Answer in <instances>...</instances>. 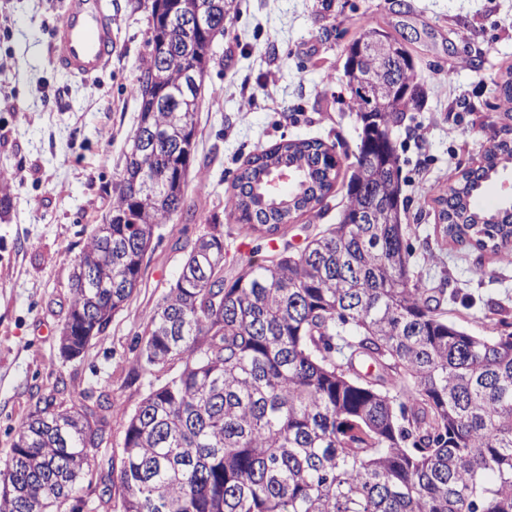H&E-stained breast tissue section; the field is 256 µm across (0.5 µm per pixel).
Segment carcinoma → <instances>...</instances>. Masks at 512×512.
Here are the masks:
<instances>
[{"mask_svg":"<svg viewBox=\"0 0 512 512\" xmlns=\"http://www.w3.org/2000/svg\"><path fill=\"white\" fill-rule=\"evenodd\" d=\"M198 3L166 0L159 13L151 0L138 125L112 207L73 260L66 358L125 307L155 236L188 208L197 112L233 0H210L213 23L193 35L187 62L186 33L168 15ZM360 75L378 94L350 97L362 134L338 222L298 253L241 262L229 285L224 225L211 222L138 337L135 370L176 372L130 413L103 393L93 407L39 398L13 430L0 512H77V502L94 512H512V312L488 305L491 334H470L411 269L388 133L424 90L406 97L376 62L346 58L347 81ZM144 131L159 135L155 148L142 146ZM509 162L504 140L481 176L435 192L444 237L512 257V222L498 220L512 204H473ZM284 167L295 180L272 196ZM337 177L323 142H281L247 159L224 211L274 236L321 209ZM114 415L126 418L118 467L107 454Z\"/></svg>","mask_w":512,"mask_h":512,"instance_id":"1","label":"carcinoma"}]
</instances>
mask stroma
I'll use <instances>...</instances> for the list:
<instances>
[{"label": "stroma", "instance_id": "stroma-1", "mask_svg": "<svg viewBox=\"0 0 512 512\" xmlns=\"http://www.w3.org/2000/svg\"><path fill=\"white\" fill-rule=\"evenodd\" d=\"M62 13L63 0H0V172L12 178L11 207L0 215V461L39 395L63 388L91 404L105 389L131 410L149 384L166 381L133 369L138 337L208 222L224 226L228 281L241 261L301 250L336 223L360 142L343 65L368 26L404 39L425 91L423 105L391 130L413 270L468 332L484 333L488 303L512 309V260L448 243L433 201L434 187L453 185L491 137L512 129L496 90L512 68V0H234L197 114L206 165L189 175L192 210L162 227L142 283L109 328L81 357L63 359L71 261L112 206L138 123L149 12L137 0H112L116 52L89 83L54 63ZM438 72L450 82L435 83ZM294 139L332 146L333 190L319 215L292 220L276 239L244 235L224 211L225 193L247 156Z\"/></svg>", "mask_w": 512, "mask_h": 512}]
</instances>
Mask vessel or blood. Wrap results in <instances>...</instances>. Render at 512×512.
Instances as JSON below:
<instances>
[{"label":"vessel or blood","instance_id":"1","mask_svg":"<svg viewBox=\"0 0 512 512\" xmlns=\"http://www.w3.org/2000/svg\"><path fill=\"white\" fill-rule=\"evenodd\" d=\"M114 24L103 0H64L52 36L56 66L67 75L94 80L112 62Z\"/></svg>","mask_w":512,"mask_h":512}]
</instances>
